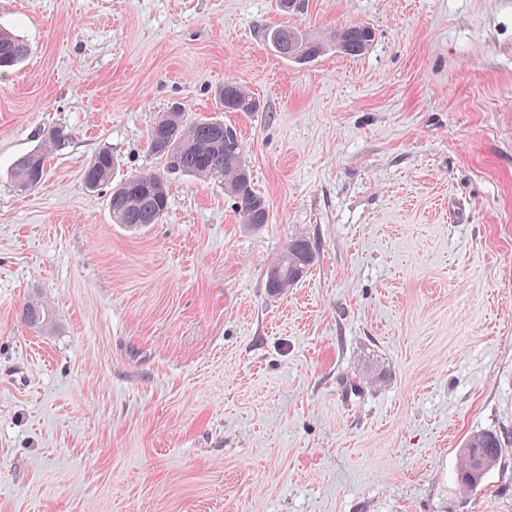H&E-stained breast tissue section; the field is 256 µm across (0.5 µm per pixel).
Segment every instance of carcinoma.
<instances>
[{
	"mask_svg": "<svg viewBox=\"0 0 512 512\" xmlns=\"http://www.w3.org/2000/svg\"><path fill=\"white\" fill-rule=\"evenodd\" d=\"M270 32L274 33L279 52L285 58L300 49L312 58L326 49L325 42L294 26L277 25ZM373 41L374 32L365 24L344 26L332 37V45L351 58L364 54ZM28 55L29 46L23 39L0 28V73L18 66ZM218 98L226 112L261 110L260 101L234 80L224 81ZM70 138L64 127L49 130L36 149L14 162L10 172L14 187L20 192L37 188L47 175L49 153L64 146ZM148 148L161 159L163 170L139 171L112 187L109 206L117 223L136 230L161 220L169 204L166 175L170 173L223 184L243 223L251 228L268 223L266 200L252 187L244 146L233 127L217 119L190 118L175 106L162 113L152 126ZM114 168L112 150L98 151L83 172L86 188L94 191L111 182ZM312 260V246L307 239L290 240L267 266L266 287L278 293L287 290L303 277ZM23 317L31 324L45 325L49 322V310L37 302L29 303L23 309ZM501 451V440L496 433L472 435L459 456L460 484L465 488L477 486L497 462Z\"/></svg>",
	"mask_w": 512,
	"mask_h": 512,
	"instance_id": "1",
	"label": "carcinoma"
}]
</instances>
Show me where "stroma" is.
Segmentation results:
<instances>
[{
  "mask_svg": "<svg viewBox=\"0 0 512 512\" xmlns=\"http://www.w3.org/2000/svg\"><path fill=\"white\" fill-rule=\"evenodd\" d=\"M352 23L355 58L265 40ZM0 28L31 48L0 75V512H512V0H0ZM228 79L262 111L219 110ZM176 104L240 131L267 224L172 174L131 230L86 188L104 147L160 168ZM481 431L502 456L464 491ZM274 33L280 56L291 58L293 53L304 50L312 58L325 51L327 44L310 36L303 30L288 25H277L270 29ZM70 138V132L64 127H53L49 130L36 149L14 162L10 172L14 187L20 192L37 188L47 175L49 153L64 146ZM312 260V246L307 239L297 237L290 240L267 266L266 288L278 293L287 290L303 277Z\"/></svg>",
  "mask_w": 512,
  "mask_h": 512,
  "instance_id": "35a3bbf8",
  "label": "stroma"
}]
</instances>
